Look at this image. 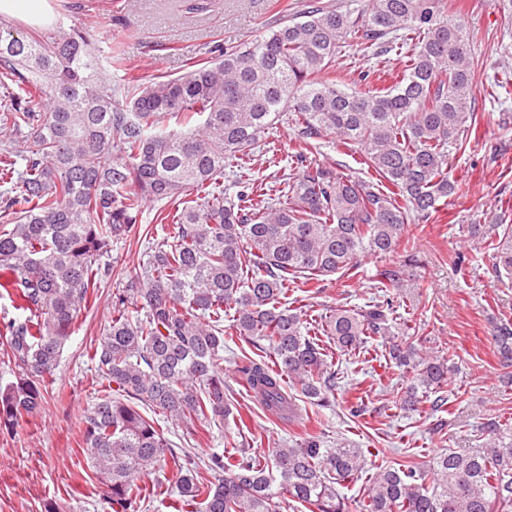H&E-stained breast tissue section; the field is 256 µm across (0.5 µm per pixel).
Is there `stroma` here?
I'll return each instance as SVG.
<instances>
[{
	"instance_id": "35a3bbf8",
	"label": "stroma",
	"mask_w": 512,
	"mask_h": 512,
	"mask_svg": "<svg viewBox=\"0 0 512 512\" xmlns=\"http://www.w3.org/2000/svg\"><path fill=\"white\" fill-rule=\"evenodd\" d=\"M201 10H193V2ZM467 30L473 32L472 53L480 63L478 82L495 72L512 75V6L499 0H443ZM309 0H53L65 28L90 30L110 45L120 64L106 69L112 82L134 77L146 83L158 75L177 77L191 62L214 57L216 47L229 48L259 39L284 16L304 10ZM342 88H354L361 74L373 86L390 84L400 60L374 55L349 43L337 60ZM477 127L470 130L462 149L450 150L448 174L462 183L465 194L439 202L429 221L409 225L408 236L418 239L414 255L398 251L392 259L365 256L357 267L327 281L323 290L298 285L289 301L308 318L330 309L363 307L387 297L393 300L395 335L414 337L422 351L437 350L448 359L450 372L441 395L447 403L431 411L429 403L417 410L401 407L407 383L402 371L385 357V343L375 339L356 356L331 351L330 361L343 378L336 392L339 409H309L305 420L283 423L270 418L243 387L234 391L233 413L223 426L164 424V434L179 448L207 458L218 452L266 457L269 449L291 446L317 436L325 447L342 443L368 452L363 472L339 485L350 507L366 495L377 466L413 460L430 461L442 451L479 448L488 440V420L512 427V386L491 339V326L512 321V280L498 276L492 252L468 234L472 224L512 220V93L499 87L477 95ZM271 152L256 153L254 178L276 173L297 175L302 168L291 160L294 132L286 125L270 130ZM314 160L351 177L367 178L361 155L341 145L336 136L319 139ZM158 203L146 204L135 233L114 243L104 261L109 275L95 300L83 310L67 342L60 364L46 383L40 411L24 418L12 432L0 430V512H45L49 503L62 512H110L105 488L89 468L87 448L80 433L82 416L100 397L105 383L90 360L92 348L112 319V297L127 287L139 271L147 241H160L169 231L159 223ZM466 257L455 267L456 253ZM403 267L400 288L383 289L378 273L388 263ZM364 399L362 416L350 417L345 407Z\"/></svg>"
}]
</instances>
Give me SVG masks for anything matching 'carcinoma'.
<instances>
[{"label":"carcinoma","instance_id":"carcinoma-1","mask_svg":"<svg viewBox=\"0 0 512 512\" xmlns=\"http://www.w3.org/2000/svg\"><path fill=\"white\" fill-rule=\"evenodd\" d=\"M407 34L415 42L394 85H337L344 44L384 53ZM471 41L443 0H366L356 15L315 2L181 76L115 86L101 74L112 51L89 32L59 23L34 39L0 22V89L9 98L0 121L16 135L28 130L0 150L11 211L0 226V297H16L26 313L0 331L17 371L0 387V429L41 406L46 377L106 275L101 260L112 242L130 236L146 202L170 204L171 231L147 242L141 275L113 298L91 354L108 391L81 431L111 512H141L138 482L179 457L176 512H281L282 490L310 512H349L336 484L364 469L358 448L308 438L271 449L262 464L246 454L202 460L176 451L141 409L170 422H224L233 414L226 334L250 350L237 372L268 414L301 415L299 398L336 406L339 372L323 340L282 299L299 281L317 285L365 255L395 252L408 225L458 194L448 152L474 118ZM280 124L295 132L304 172L258 184L252 157ZM328 133L359 150L376 180L307 160ZM468 231L492 250L496 273L512 276V225ZM402 273L385 267L383 287H398ZM392 314L389 298L331 309L324 336L348 355L382 338L389 361L412 374L402 404L413 407L448 381V359L392 339ZM491 337L501 366L512 368V322L494 323ZM488 431L485 447L441 452L429 472L418 463L377 467L367 512H509L512 429L491 422Z\"/></svg>","mask_w":512,"mask_h":512}]
</instances>
